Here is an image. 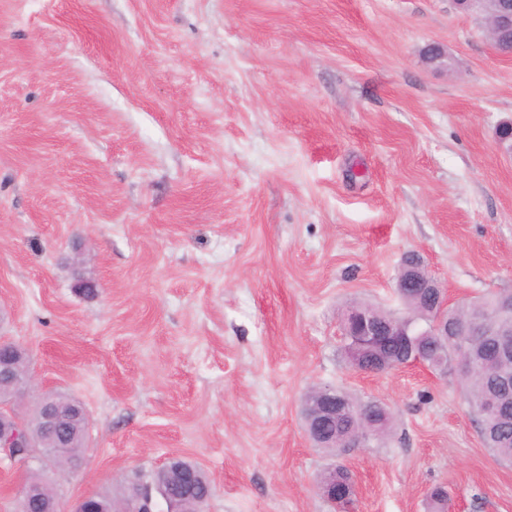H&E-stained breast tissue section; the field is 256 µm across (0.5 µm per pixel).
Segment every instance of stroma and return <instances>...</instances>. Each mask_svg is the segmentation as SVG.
<instances>
[{"mask_svg":"<svg viewBox=\"0 0 512 512\" xmlns=\"http://www.w3.org/2000/svg\"><path fill=\"white\" fill-rule=\"evenodd\" d=\"M506 124L512 55L455 0H0V337L89 416L63 507L177 454L206 512H333L335 466L349 512H512L455 375L358 372L340 334L404 314L411 251L451 304L512 289ZM314 385L388 438L316 447Z\"/></svg>","mask_w":512,"mask_h":512,"instance_id":"obj_1","label":"stroma"}]
</instances>
